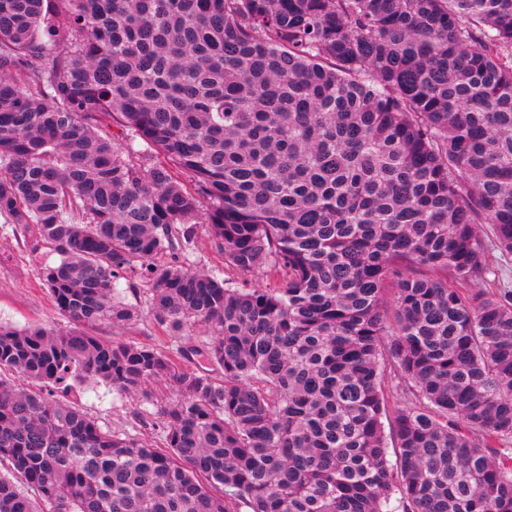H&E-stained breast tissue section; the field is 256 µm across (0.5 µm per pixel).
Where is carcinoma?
<instances>
[{"mask_svg":"<svg viewBox=\"0 0 512 512\" xmlns=\"http://www.w3.org/2000/svg\"><path fill=\"white\" fill-rule=\"evenodd\" d=\"M0 215L74 324H0V512H512V0H0ZM130 271L206 339L87 332ZM199 232L196 246L190 261L198 269L220 271L224 276V252L219 251L208 233L207 224H198ZM148 388L153 394L155 406L144 404L139 395L119 396L104 386L92 385L83 388L80 402L84 410L101 424L130 433L152 444H159L156 431L150 426H143L139 421V412L143 407L154 410L156 405L159 407L172 402L175 399V392L171 386L163 382L149 384Z\"/></svg>","mask_w":512,"mask_h":512,"instance_id":"carcinoma-1","label":"carcinoma"}]
</instances>
